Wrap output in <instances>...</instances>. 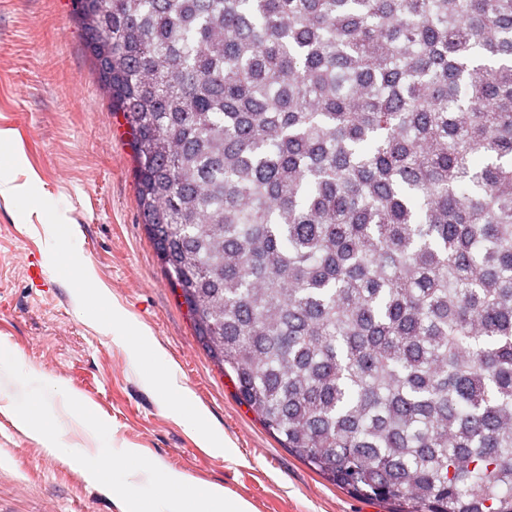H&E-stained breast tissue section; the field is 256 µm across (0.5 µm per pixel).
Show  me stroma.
<instances>
[{
  "label": "stroma",
  "instance_id": "stroma-1",
  "mask_svg": "<svg viewBox=\"0 0 512 512\" xmlns=\"http://www.w3.org/2000/svg\"><path fill=\"white\" fill-rule=\"evenodd\" d=\"M0 172L29 182L25 204L0 199V345L24 371L62 380L117 443L218 484L254 512H389L338 488L282 448L207 356L186 306L169 288L138 207L128 128L113 111L74 0H0ZM91 265L111 300L174 364L234 458L203 447L173 419L149 353L105 335L92 299L64 288L45 259V224ZM41 268L39 276L30 271ZM120 499L48 452L0 413V512H121Z\"/></svg>",
  "mask_w": 512,
  "mask_h": 512
}]
</instances>
